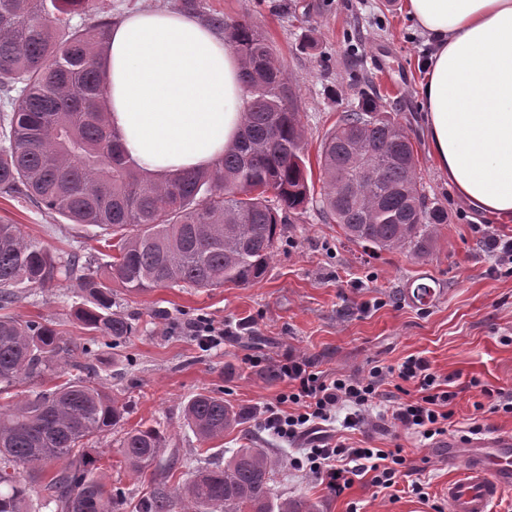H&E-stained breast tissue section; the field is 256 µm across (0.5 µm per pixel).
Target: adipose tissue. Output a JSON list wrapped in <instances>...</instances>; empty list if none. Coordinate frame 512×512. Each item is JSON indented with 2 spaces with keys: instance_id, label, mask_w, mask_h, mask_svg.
Returning <instances> with one entry per match:
<instances>
[{
  "instance_id": "obj_1",
  "label": "adipose tissue",
  "mask_w": 512,
  "mask_h": 512,
  "mask_svg": "<svg viewBox=\"0 0 512 512\" xmlns=\"http://www.w3.org/2000/svg\"><path fill=\"white\" fill-rule=\"evenodd\" d=\"M434 47L421 85L430 154L458 196L512 220V0H406ZM105 112L151 177L212 168L243 120L242 60L192 14L134 10L101 60Z\"/></svg>"
}]
</instances>
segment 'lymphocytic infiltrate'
Returning <instances> with one entry per match:
<instances>
[{"mask_svg": "<svg viewBox=\"0 0 512 512\" xmlns=\"http://www.w3.org/2000/svg\"><path fill=\"white\" fill-rule=\"evenodd\" d=\"M279 371L288 380L289 390L280 395L279 406L267 407L260 420L264 429L290 442L311 427L335 419L344 412V428L359 431L370 425L376 401L390 378L412 383L409 399L394 402L390 418L398 427L431 440L445 434L451 425L454 392L441 383L429 362L419 356L407 357L399 367L375 365L367 375L323 377L309 364L285 355ZM402 448L355 447L343 440L310 446L300 457L291 458L292 468L322 480L335 494H343L354 477L370 475L373 486L395 487L406 467Z\"/></svg>", "mask_w": 512, "mask_h": 512, "instance_id": "f902f5d3", "label": "lymphocytic infiltrate"}]
</instances>
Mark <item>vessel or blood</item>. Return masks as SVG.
I'll list each match as a JSON object with an SVG mask.
<instances>
[{"instance_id":"1","label":"vessel or blood","mask_w":512,"mask_h":512,"mask_svg":"<svg viewBox=\"0 0 512 512\" xmlns=\"http://www.w3.org/2000/svg\"><path fill=\"white\" fill-rule=\"evenodd\" d=\"M441 446L443 460L461 469L444 491L448 512H491L492 504L512 488V433L466 442L449 438Z\"/></svg>"}]
</instances>
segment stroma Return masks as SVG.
Returning <instances> with one entry per match:
<instances>
[{
	"label": "stroma",
	"mask_w": 512,
	"mask_h": 512,
	"mask_svg": "<svg viewBox=\"0 0 512 512\" xmlns=\"http://www.w3.org/2000/svg\"><path fill=\"white\" fill-rule=\"evenodd\" d=\"M205 13L253 24L272 46L296 95L310 166L343 112L364 100L378 101L399 122L417 152L418 169L429 206L443 210L430 253L417 258L404 251L376 254L349 243L341 229L326 223L318 205L285 225L261 281L213 290L157 288L130 293L112 282L114 312L137 327L123 347L99 348L80 357L84 371L99 376L110 394L127 406L121 426L101 436L98 467L122 499V512H136L153 493L151 477L133 475L119 452L124 430L164 429L168 447L181 456L223 464L243 443L285 458L301 455L306 440L285 442L263 430L258 413L276 403L288 383L272 376L285 354L308 360L324 376L364 375L375 364L398 366L407 357L426 358L433 372L455 391L453 427L461 437L471 422L483 434L512 432V414L478 412L479 391L472 380L512 394V275L492 273L494 257L484 228L512 236V222L500 221L460 200L429 153L420 84L432 48L405 9V0H202ZM180 0H95L89 15L72 14L69 23L119 17L156 7L175 10ZM0 220L19 225L25 237L56 255L103 250L93 227L67 224L57 214L0 193ZM433 286L427 305L412 297L418 279ZM81 298L66 286L26 288L7 316L50 320L67 337L84 343L89 334L74 320ZM203 320L230 325L222 346L202 349L189 332ZM224 397L244 414L223 439L200 444L183 419L195 393ZM353 445L401 446L407 477L380 489L369 476L355 477L343 495L332 494L311 475L284 468L275 489L285 498L302 495L319 512H432L445 504L451 479L431 441H418L403 429L379 421L368 434L352 433ZM426 486L428 500L411 490Z\"/></svg>",
	"instance_id": "35a3bbf8"
}]
</instances>
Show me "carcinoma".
Listing matches in <instances>:
<instances>
[{
    "instance_id": "obj_1",
    "label": "carcinoma",
    "mask_w": 512,
    "mask_h": 512,
    "mask_svg": "<svg viewBox=\"0 0 512 512\" xmlns=\"http://www.w3.org/2000/svg\"><path fill=\"white\" fill-rule=\"evenodd\" d=\"M46 0H0V192L23 196L71 224L102 229L114 254L99 272L76 253L54 256L18 225L0 224V309L16 288L61 282L83 299L82 328L114 348L134 335L132 319L112 312L110 283L127 291L246 286L261 279L283 225L303 215L308 181L304 135L292 89L261 34L247 22L207 15L242 59L244 128L238 144L207 171L153 181L124 151L102 107L100 58L112 22L53 25ZM93 0H51L55 10L91 9ZM320 211L348 241L378 251L428 253L447 217L427 206L413 145L371 100L344 113L320 151ZM369 171L372 176L363 178ZM91 346L66 338L50 321L0 317V512H30L33 483L49 512H114L92 457L93 439L119 425L125 409L98 379L70 363ZM77 370L66 375L65 366ZM55 376L60 382L43 388ZM184 419L203 443L224 437L240 415L214 393H196ZM166 446L163 431L124 432L120 453L145 474ZM281 461L264 448L236 449L224 465H199L175 493H156L142 512H318L281 498L273 482Z\"/></svg>"
}]
</instances>
